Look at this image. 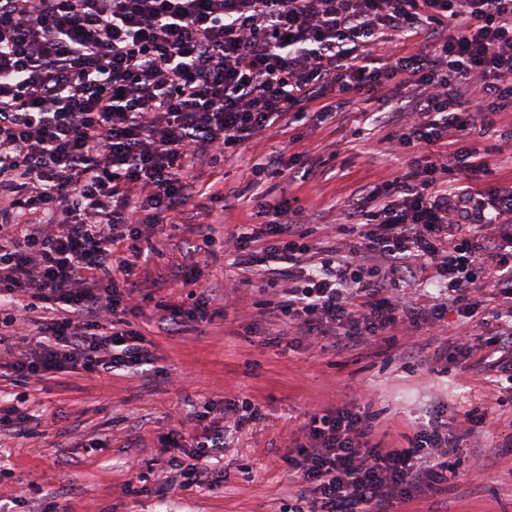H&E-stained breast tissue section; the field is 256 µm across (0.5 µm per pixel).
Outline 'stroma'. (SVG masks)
Returning <instances> with one entry per match:
<instances>
[{"label": "stroma", "instance_id": "obj_1", "mask_svg": "<svg viewBox=\"0 0 512 512\" xmlns=\"http://www.w3.org/2000/svg\"><path fill=\"white\" fill-rule=\"evenodd\" d=\"M302 132L296 144L285 133L253 138L215 173L229 207L206 218L204 198L194 197L177 226L156 236L164 257L151 262L150 274L166 283L168 300L185 301L188 291L173 273L186 267L196 278L193 290L209 304L206 316L194 321H172L150 306L135 318L156 355L153 365L94 374L66 368L37 384L0 373V416L14 408L30 416L28 436L0 426V512H46L52 503L62 512H288L295 488L285 455L304 441L305 413L334 410L356 389L377 413V438L393 448L404 445L416 419L433 411L448 415L481 402L493 411L491 421L449 455L459 476L448 490L415 494L394 503L395 512H512V447L505 445L512 437V390L497 369L512 361L511 351L488 349L438 374L428 361L434 342L460 336L454 313L418 335L398 333L391 348L379 340L327 352L289 346L279 325L257 315L261 296L246 285L247 273L235 266L237 253L228 243L231 234L257 226L248 198L271 185L287 189L332 242L351 193L395 177L407 162L406 153L384 142L379 123H356L348 110ZM284 144L302 154L309 179L282 173L253 183L252 160ZM205 220L220 246L210 257L189 254L192 227ZM227 398L258 405L265 420L220 453L222 481L162 499L149 490L128 493L130 462L161 473L169 458L160 436L195 427L205 402ZM95 439L106 440L107 448H91Z\"/></svg>", "mask_w": 512, "mask_h": 512}]
</instances>
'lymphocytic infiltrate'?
I'll return each instance as SVG.
<instances>
[{"label":"lymphocytic infiltrate","instance_id":"1","mask_svg":"<svg viewBox=\"0 0 512 512\" xmlns=\"http://www.w3.org/2000/svg\"><path fill=\"white\" fill-rule=\"evenodd\" d=\"M396 36L407 50L378 57ZM350 106L385 113L406 169L354 193L327 250L288 196L251 197L263 231L233 236L242 266L299 346L352 349L455 311L464 333L432 365L470 358L489 336L511 350L512 185L489 182L487 156L512 144V0H0V337L23 344L0 364L26 379L152 364L134 318L150 304L180 317L205 305L143 290L137 261L160 254L144 225L173 223L197 193L223 209L217 183L194 186L197 165ZM494 128L498 144L478 148ZM412 279L429 287L423 300L399 294ZM489 288L507 309L475 318ZM490 413L435 416L399 449L372 443L358 404L310 414L288 458L290 512L305 500L384 512L436 490ZM262 419L233 399L203 437L168 432L157 492L206 486L203 459Z\"/></svg>","mask_w":512,"mask_h":512}]
</instances>
